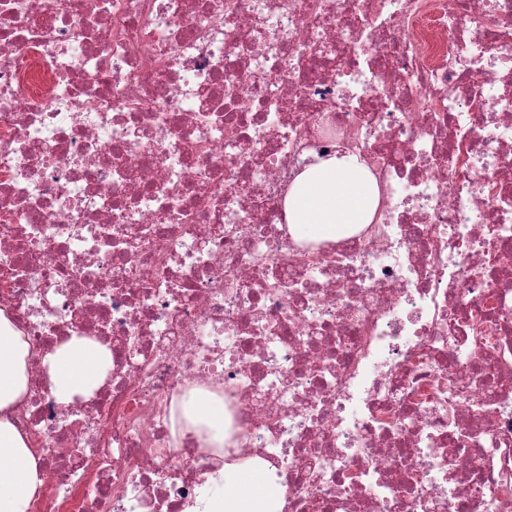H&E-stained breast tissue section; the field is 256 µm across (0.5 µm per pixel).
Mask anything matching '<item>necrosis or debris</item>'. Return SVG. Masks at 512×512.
Returning a JSON list of instances; mask_svg holds the SVG:
<instances>
[{
	"instance_id": "necrosis-or-debris-1",
	"label": "necrosis or debris",
	"mask_w": 512,
	"mask_h": 512,
	"mask_svg": "<svg viewBox=\"0 0 512 512\" xmlns=\"http://www.w3.org/2000/svg\"><path fill=\"white\" fill-rule=\"evenodd\" d=\"M339 149L374 221L296 240ZM0 309L34 512H188L228 457L281 512H512V0H0ZM74 336L112 364L62 405ZM110 361L105 346L76 336L47 351L42 358L53 394L62 403L90 395L102 383ZM182 406L192 421H202L209 427L205 443L210 448H224V404L221 400L190 390L182 398Z\"/></svg>"
}]
</instances>
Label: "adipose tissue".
I'll return each mask as SVG.
<instances>
[{"label": "adipose tissue", "instance_id": "1", "mask_svg": "<svg viewBox=\"0 0 512 512\" xmlns=\"http://www.w3.org/2000/svg\"><path fill=\"white\" fill-rule=\"evenodd\" d=\"M379 203L376 180L350 153L315 159L288 188L285 209L292 234L332 242L345 231L372 223ZM29 344L0 310V512H29L43 485L40 457L30 448L9 412L28 390ZM111 361L109 350L86 338L72 337L47 351L42 363L59 402L92 393ZM193 420L209 431L208 447L224 445L222 401L196 390L182 399ZM284 490L261 463L224 466V489L207 500L202 512H280Z\"/></svg>", "mask_w": 512, "mask_h": 512}]
</instances>
